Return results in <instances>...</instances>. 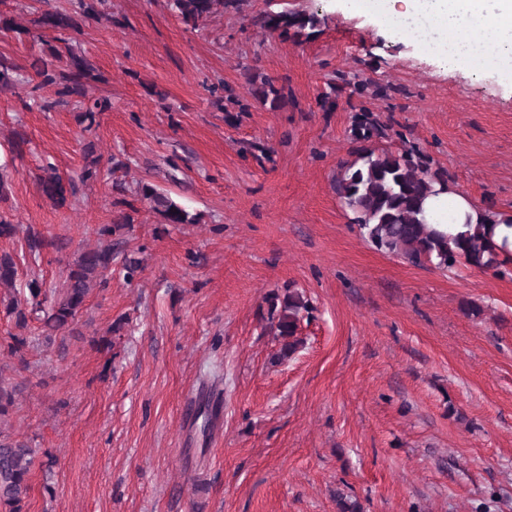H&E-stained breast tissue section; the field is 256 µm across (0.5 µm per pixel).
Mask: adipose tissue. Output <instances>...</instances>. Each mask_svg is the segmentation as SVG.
Masks as SVG:
<instances>
[{"label":"adipose tissue","instance_id":"1","mask_svg":"<svg viewBox=\"0 0 512 512\" xmlns=\"http://www.w3.org/2000/svg\"><path fill=\"white\" fill-rule=\"evenodd\" d=\"M372 21L442 63L480 62L512 77V0H382Z\"/></svg>","mask_w":512,"mask_h":512}]
</instances>
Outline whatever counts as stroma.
Masks as SVG:
<instances>
[{
  "label": "stroma",
  "mask_w": 512,
  "mask_h": 512,
  "mask_svg": "<svg viewBox=\"0 0 512 512\" xmlns=\"http://www.w3.org/2000/svg\"><path fill=\"white\" fill-rule=\"evenodd\" d=\"M71 4L0 0L16 24L0 54L27 67L68 42L100 74L87 97L112 103L90 124L54 86L0 90V215L19 227L0 252L20 258L17 287L46 290L85 249L113 240L121 256L53 343L30 322L23 357L0 306L7 428L37 451L25 512H338L340 495L363 512H512V263L419 268L373 247L333 188L353 159L352 106L321 107L341 72L386 87L363 105L453 190L512 215V84L446 67L333 0H240L195 31L168 0H106L104 18L38 29ZM281 11L322 24L294 43L250 23ZM254 72L282 79L283 107L251 95ZM89 143L101 175L86 183ZM48 166L76 188L65 205L39 188ZM116 181L132 222L106 238ZM140 183L198 223H163ZM125 255L141 262L131 280ZM288 286L312 309L280 362L263 315ZM40 28H47L62 33L68 29H75L76 22L69 13L62 11H46L35 21Z\"/></svg>",
  "instance_id": "obj_1"
}]
</instances>
